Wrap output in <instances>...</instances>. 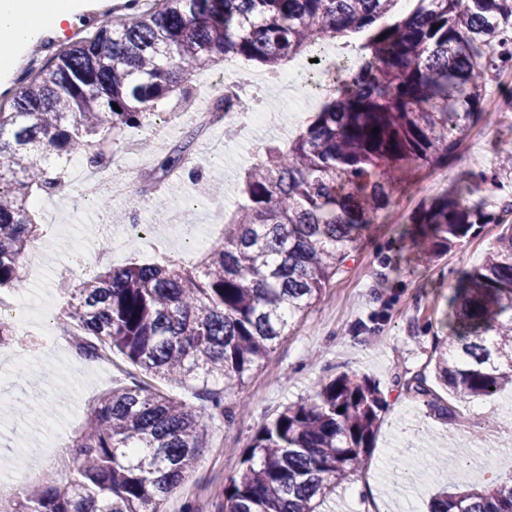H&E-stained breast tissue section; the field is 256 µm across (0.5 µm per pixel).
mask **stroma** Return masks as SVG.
Here are the masks:
<instances>
[{
	"label": "stroma",
	"instance_id": "obj_1",
	"mask_svg": "<svg viewBox=\"0 0 512 512\" xmlns=\"http://www.w3.org/2000/svg\"><path fill=\"white\" fill-rule=\"evenodd\" d=\"M97 14H81L75 24H63L58 39L44 37L19 54L18 62L0 68V85H15L18 76L39 69L63 46L87 35ZM512 92V70H504L490 84L484 100L485 120L468 129L454 158L422 169L393 194L389 218L357 241L347 268L326 288L321 299L242 387L226 390L224 405L234 409L232 420H215L195 472L164 505L165 512H181L192 502L196 512H224V486L239 472V452L256 429L288 403L314 393L329 377L347 372L373 378L386 400L366 465L344 481L325 512H361L363 504L378 503L386 512H426L430 498L448 479L480 487L498 469L497 451L476 452L475 438L499 436L487 428L488 417L499 414V396L477 400L443 397L457 417H439L415 393L397 387L429 365L438 340L453 326L449 300L462 272L471 270L493 245L499 229L488 225L483 235L456 243L445 255L427 262L412 246L408 215L420 202L455 187L465 171L491 172L498 153L512 151V111L502 99ZM263 109L286 117L284 132L263 133L253 146H228L217 176L224 186L225 209L239 199L241 177L265 145H285L306 116L299 101L278 97L273 86L262 92ZM101 207L86 210L71 195L65 226L46 225L40 248L51 259L52 274L77 284L87 271L119 267L129 262V247L112 249L111 233L95 236L102 222ZM83 248L88 269L71 265L68 240ZM50 324H16V339L0 348V473L35 467L55 484L68 479L64 461L73 453L71 437L86 418L91 403L124 378L129 369L120 354L111 366L94 369L74 360L73 347L63 334L65 297L60 288L46 292ZM246 411H237L239 402ZM425 427L446 456L435 461L428 449L405 450L413 424ZM463 454H455L458 445Z\"/></svg>",
	"mask_w": 512,
	"mask_h": 512
}]
</instances>
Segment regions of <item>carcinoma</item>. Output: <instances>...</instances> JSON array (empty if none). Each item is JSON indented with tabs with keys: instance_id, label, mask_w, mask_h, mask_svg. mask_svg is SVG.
Wrapping results in <instances>:
<instances>
[{
	"instance_id": "carcinoma-1",
	"label": "carcinoma",
	"mask_w": 512,
	"mask_h": 512,
	"mask_svg": "<svg viewBox=\"0 0 512 512\" xmlns=\"http://www.w3.org/2000/svg\"><path fill=\"white\" fill-rule=\"evenodd\" d=\"M127 0L119 20L18 79L0 109V290L27 288L26 259L40 237L35 198L66 177L48 161L76 154L94 170L123 134L172 112L196 92V75L232 56L270 75L324 43L356 58L324 91L288 147L268 146L244 172L242 201L221 237L186 264L133 261L66 288L72 344L89 361L105 349L134 371L89 409L72 439L64 487L36 476L0 494V512H164L194 472L209 423L224 416V390L253 370L317 303L363 232L390 210L397 183L446 162L481 121L487 73L512 67V0ZM437 29H432V26ZM208 112H231L223 94ZM378 133H372V130ZM198 125L168 151H147L153 181L218 168L195 153ZM497 177L464 172L457 187L409 217L431 261L487 224L502 227L484 262L452 298L461 332L430 360L456 398L512 387V223L484 200ZM193 388L194 406L149 381ZM384 400L372 379L340 373L262 424L224 487L225 512H321L362 468ZM428 512H512V484L453 488Z\"/></svg>"
}]
</instances>
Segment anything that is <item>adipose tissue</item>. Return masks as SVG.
<instances>
[{
    "mask_svg": "<svg viewBox=\"0 0 512 512\" xmlns=\"http://www.w3.org/2000/svg\"><path fill=\"white\" fill-rule=\"evenodd\" d=\"M73 20L66 0H51L36 8L26 6L23 0H0V64L14 63L17 45L34 43L46 31Z\"/></svg>",
    "mask_w": 512,
    "mask_h": 512,
    "instance_id": "1",
    "label": "adipose tissue"
}]
</instances>
